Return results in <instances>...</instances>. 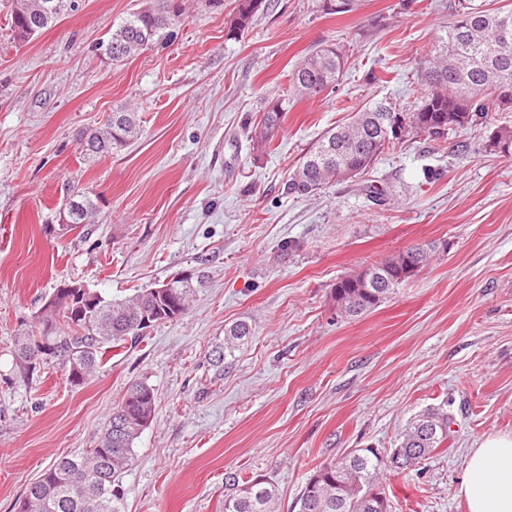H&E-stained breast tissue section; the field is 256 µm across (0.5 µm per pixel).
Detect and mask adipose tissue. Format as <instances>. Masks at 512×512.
Masks as SVG:
<instances>
[{"mask_svg": "<svg viewBox=\"0 0 512 512\" xmlns=\"http://www.w3.org/2000/svg\"><path fill=\"white\" fill-rule=\"evenodd\" d=\"M460 494L468 512H512V436H487L470 451Z\"/></svg>", "mask_w": 512, "mask_h": 512, "instance_id": "adipose-tissue-1", "label": "adipose tissue"}]
</instances>
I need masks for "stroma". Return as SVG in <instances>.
<instances>
[{"label": "stroma", "mask_w": 512, "mask_h": 512, "mask_svg": "<svg viewBox=\"0 0 512 512\" xmlns=\"http://www.w3.org/2000/svg\"><path fill=\"white\" fill-rule=\"evenodd\" d=\"M150 2L79 0L22 43L0 0V512L54 460L94 447L135 380L158 402L122 476L126 512H222L229 471L265 476L292 512L321 464L396 447L437 407L454 420L446 448L382 483L392 512H468L469 450L512 435V156L474 126L440 151L417 137L380 156L385 204L342 182L285 191L304 150L353 112L380 99L414 108L455 0H353L344 14L271 0L238 35L234 0H181L172 39L112 66L98 44ZM331 43L347 57L335 90L295 103L254 154L246 123ZM119 108L137 112L141 136L85 159L83 132ZM73 188L101 200L80 232L59 217ZM413 246L433 250L422 271L370 312L341 314V277ZM195 268L205 278L188 313L112 351L84 385L55 365L29 386L15 378L11 338L61 283L121 299ZM241 320L251 338L214 366Z\"/></svg>", "instance_id": "35a3bbf8"}]
</instances>
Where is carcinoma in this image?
<instances>
[{"mask_svg": "<svg viewBox=\"0 0 512 512\" xmlns=\"http://www.w3.org/2000/svg\"><path fill=\"white\" fill-rule=\"evenodd\" d=\"M79 8V0H14L12 27L15 39L27 42L52 27L59 18ZM268 8L266 0H236L231 28L243 32ZM457 18L443 29L422 67L412 112L390 102L376 101L353 119L326 132L307 149L288 180L287 192L313 196L329 184L353 181L374 202L387 201L385 191L373 185L374 164L384 151L409 136L423 134L437 140L450 130L484 124L492 112L512 108V9H490L476 0H458ZM182 15L172 0L133 12L112 25L99 48L112 64H121L148 46L173 36ZM345 65V54L336 45H324L305 56L292 75L289 92L270 102L251 129L253 149L265 153L278 131L284 112L297 98L315 97L335 87ZM406 120L402 137L386 139L379 124L388 115ZM140 134L136 113L112 112L98 128L87 133L81 153L90 158L110 154ZM490 145L506 155L512 153V131L500 128ZM99 197L85 192L69 195L63 216L69 230L84 229L96 214ZM430 260L423 248H409L376 265L348 274L336 282L334 300L348 316L361 315L383 302L388 294L416 275ZM172 287L160 292L138 290L123 298H107L88 289L91 303L76 310V293L57 296L58 302L42 304L33 325L13 339V371L28 383L40 364L54 362L67 381L84 384L109 360L114 349L143 336L134 325L150 312L155 323L183 317L202 275L170 276ZM251 336V327L239 322L225 331L224 346L215 350L214 362L234 356ZM48 344L51 351L35 354ZM157 396L144 381L129 384L113 409L95 447L84 453L55 460L16 502V512H125L126 491L122 474L129 466L134 444L154 418ZM123 416L116 428L117 416ZM450 418L442 408L415 416L401 433L399 446L388 451L356 448L347 455L321 465L306 483L296 502L297 512H391V501L379 487L382 472H391L390 459L397 455L416 467L434 456L448 440ZM222 512H278L277 492L268 480L256 476L240 481L225 477Z\"/></svg>", "mask_w": 512, "mask_h": 512, "instance_id": "cac0c4a2", "label": "carcinoma"}]
</instances>
